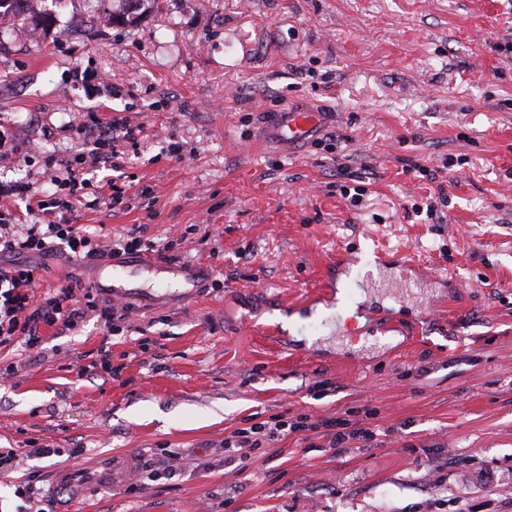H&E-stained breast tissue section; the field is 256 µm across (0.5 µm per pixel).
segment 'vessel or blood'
I'll list each match as a JSON object with an SVG mask.
<instances>
[{"mask_svg": "<svg viewBox=\"0 0 512 512\" xmlns=\"http://www.w3.org/2000/svg\"><path fill=\"white\" fill-rule=\"evenodd\" d=\"M323 121L322 113L287 107L273 114L269 132L280 144L294 147L311 141L319 132ZM128 270L163 274L169 279H181L192 284L199 280L197 273L184 265H158L138 257H129L121 261L107 259L100 267L101 279L94 283L96 291L106 297L124 298L128 290L123 285L120 274ZM135 466L134 457L109 453L99 455L80 466L63 463L52 471L51 487L58 495L78 499L86 495L88 488H109L126 481L133 475Z\"/></svg>", "mask_w": 512, "mask_h": 512, "instance_id": "1", "label": "vessel or blood"}]
</instances>
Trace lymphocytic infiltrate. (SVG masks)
<instances>
[{"instance_id":"f902f5d3","label":"lymphocytic infiltrate","mask_w":512,"mask_h":512,"mask_svg":"<svg viewBox=\"0 0 512 512\" xmlns=\"http://www.w3.org/2000/svg\"><path fill=\"white\" fill-rule=\"evenodd\" d=\"M142 132V125L122 118L84 128L85 149L54 162L49 169L51 184L63 192L55 201L48 203L36 198L25 182L0 184V255L8 253L14 257L13 262H0L1 348L18 344L25 351H34L42 342L40 326L59 324L70 328L90 312L107 328L132 315L131 307L99 299L89 287L79 293L69 284L34 295V268L23 263L21 257L64 252L72 258L97 260L152 250L145 225H133L126 234L105 245L85 226L72 221V200L87 186L88 174L102 168L122 172L126 162L122 146L137 144ZM18 200L25 201L27 212H42V222L11 229L15 218L12 204Z\"/></svg>"}]
</instances>
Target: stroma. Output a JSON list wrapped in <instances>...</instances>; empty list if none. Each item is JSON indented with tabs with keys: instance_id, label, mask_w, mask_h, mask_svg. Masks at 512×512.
<instances>
[{
	"instance_id": "stroma-1",
	"label": "stroma",
	"mask_w": 512,
	"mask_h": 512,
	"mask_svg": "<svg viewBox=\"0 0 512 512\" xmlns=\"http://www.w3.org/2000/svg\"><path fill=\"white\" fill-rule=\"evenodd\" d=\"M49 31L0 34V181L38 198L78 126L144 127L121 204L77 223L143 224L208 271L185 300L128 296L131 327H42L0 384V512L49 491L58 457L134 455L130 485L58 512H512V0H36ZM111 18L99 32L98 17ZM326 113L332 144L287 149L267 122ZM183 147L182 157L170 150ZM446 168L448 205L423 211ZM359 189L357 201L342 188ZM37 292L94 262L30 256ZM356 304L346 316L341 299ZM109 345L118 375L98 367ZM310 422L248 458L256 423ZM363 430L343 451L320 423ZM196 468L168 472L173 455Z\"/></svg>"
}]
</instances>
